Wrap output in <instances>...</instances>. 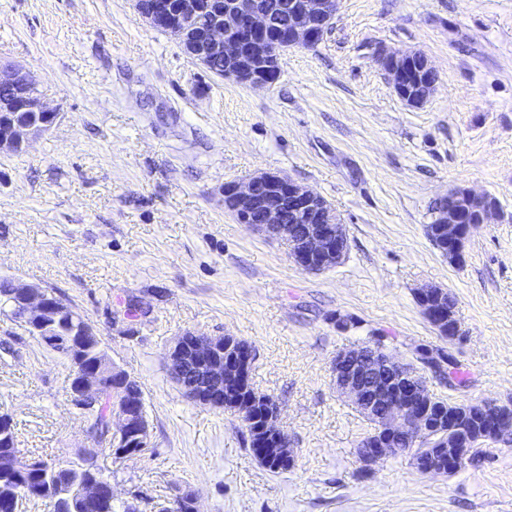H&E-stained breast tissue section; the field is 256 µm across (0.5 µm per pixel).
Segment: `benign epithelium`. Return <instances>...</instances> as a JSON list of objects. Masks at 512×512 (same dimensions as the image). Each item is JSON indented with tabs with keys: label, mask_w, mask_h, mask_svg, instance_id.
I'll use <instances>...</instances> for the list:
<instances>
[{
	"label": "benign epithelium",
	"mask_w": 512,
	"mask_h": 512,
	"mask_svg": "<svg viewBox=\"0 0 512 512\" xmlns=\"http://www.w3.org/2000/svg\"><path fill=\"white\" fill-rule=\"evenodd\" d=\"M339 0H282L269 8L255 0H155L153 9L144 11L140 0L135 8L155 27L159 19L169 18L166 30L186 47L187 55L209 72L252 87H265L280 75L279 58L293 47H314L318 39L333 25ZM287 18L286 40L270 39L279 18ZM377 62L388 74L397 96L411 106L423 104L435 90L439 76L427 57L418 52L381 54ZM0 88L15 92L0 101V112L16 115L8 123L7 133L0 134V153L19 152L29 139L49 130L58 113L49 109L39 96L31 74L22 68L13 69L0 78ZM224 203L229 205L238 223L260 230L285 243L288 256L304 272L318 273L336 267L348 250L346 227L335 209L319 194L293 180L272 173H261L245 182L224 187ZM498 212L486 193L467 189L452 191L439 200L435 223L426 225L430 239L437 246L447 244L444 257L454 263L463 261L464 245L473 229L486 224ZM292 223H284L285 215ZM19 297L21 308L12 312L30 334L49 346L57 342V333L46 317L53 314L68 318L71 336L70 361L75 368L76 389L70 392L78 409H92L104 390L111 394L108 420L115 427L104 444L112 449L111 457L123 459L127 449L149 447V424L145 409L131 411V404L116 397L117 382L109 375L117 368L112 359L94 368L82 365L78 354L80 342L96 332L77 308L53 290L9 281ZM445 291L426 287L417 294V302L440 335L458 336V324L451 323V311L442 307ZM233 336L186 334L177 337L168 352L171 374L182 383L189 373L196 382L183 388L189 399L222 409L224 380H241L248 360L234 352ZM336 388L351 399L363 414H379L378 437L363 442L360 456L373 463L388 455L402 453L424 440L430 431L425 421L422 401L427 399V378L410 371L404 363L389 355L381 356L376 347H354L340 351L334 359ZM476 408L491 409L497 416L491 434L498 440L512 436V415L503 412L493 401ZM279 407L267 414L264 431L275 441L288 444L278 425ZM433 428L448 433V470L466 458L470 449L485 442L454 415L439 421ZM99 446L85 449L84 460L96 471L94 480L83 485L79 498L90 502L103 495L112 496V471L98 462Z\"/></svg>",
	"instance_id": "1"
}]
</instances>
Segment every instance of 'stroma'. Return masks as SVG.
<instances>
[{
    "label": "stroma",
    "mask_w": 512,
    "mask_h": 512,
    "mask_svg": "<svg viewBox=\"0 0 512 512\" xmlns=\"http://www.w3.org/2000/svg\"><path fill=\"white\" fill-rule=\"evenodd\" d=\"M423 53L439 74L412 107L376 52ZM250 87L193 62L133 0H0V72L26 69L58 112L0 154V280L56 290L141 386L150 446L106 459L115 506L154 512L183 488L198 512H512V439L451 475L412 453L364 464L374 425L336 389L333 360L381 335L415 363L451 352L457 404L512 402V0H340L311 48ZM268 172L320 194L348 235L343 262L306 273L285 245L239 224L224 186ZM453 188L496 197L464 261L429 240ZM446 289L459 334L439 336L416 293ZM255 349L250 382L280 408L293 467L260 465L237 415L187 398L166 354L178 336ZM72 365L0 315V412L21 453L93 447L70 401Z\"/></svg>",
    "instance_id": "35a3bbf8"
}]
</instances>
